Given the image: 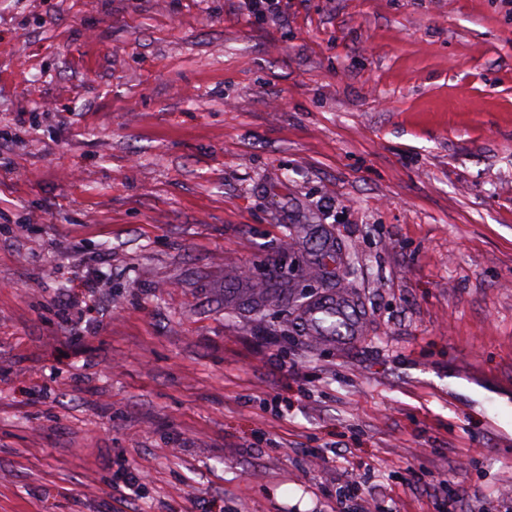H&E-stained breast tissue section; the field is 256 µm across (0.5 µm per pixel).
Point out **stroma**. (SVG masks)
Masks as SVG:
<instances>
[{"label": "stroma", "mask_w": 512, "mask_h": 512, "mask_svg": "<svg viewBox=\"0 0 512 512\" xmlns=\"http://www.w3.org/2000/svg\"><path fill=\"white\" fill-rule=\"evenodd\" d=\"M346 483L512 512V0H0V512ZM356 301L346 293L326 295L308 303L303 310V324L315 344L342 346L359 341L365 331L364 318L358 313ZM326 315H336L344 322L343 330L330 333L321 326Z\"/></svg>", "instance_id": "1"}]
</instances>
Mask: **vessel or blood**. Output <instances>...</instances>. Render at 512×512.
Returning a JSON list of instances; mask_svg holds the SVG:
<instances>
[{"mask_svg":"<svg viewBox=\"0 0 512 512\" xmlns=\"http://www.w3.org/2000/svg\"><path fill=\"white\" fill-rule=\"evenodd\" d=\"M303 324L312 342L333 346L357 342L365 331L356 301L345 293L308 303L303 310Z\"/></svg>","mask_w":512,"mask_h":512,"instance_id":"vessel-or-blood-1","label":"vessel or blood"}]
</instances>
